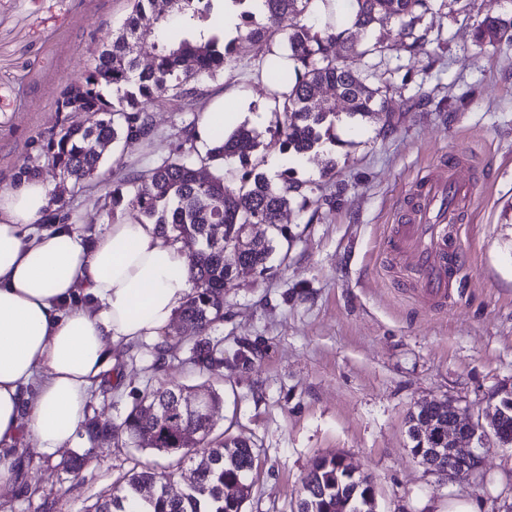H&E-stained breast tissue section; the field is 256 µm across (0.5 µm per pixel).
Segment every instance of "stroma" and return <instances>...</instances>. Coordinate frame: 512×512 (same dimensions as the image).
<instances>
[{
  "mask_svg": "<svg viewBox=\"0 0 512 512\" xmlns=\"http://www.w3.org/2000/svg\"><path fill=\"white\" fill-rule=\"evenodd\" d=\"M129 8L128 0H0V192L46 166L47 142L77 122L56 100L86 76L91 49ZM510 11L512 0H447L427 20L435 41L425 57L410 56L388 26L384 67L412 73L403 98L392 102L388 122L340 128L334 176L299 166L300 177L338 200L311 217L285 213L292 238L272 270L227 291L212 331L223 369L199 373L173 325L165 356L150 339L114 347L116 378L93 391L87 415L120 420L163 383L218 393L213 439H245L258 455L244 512H294L313 463L333 454L371 478L376 512H447L459 499L479 512H512V447H490L476 476L448 482L414 458L408 437L418 401L448 398L477 413L494 387L512 384V46L480 47L473 38L485 17ZM265 51V43L250 44L214 83L234 93L239 121L259 133L273 179L287 159L268 145L265 84L253 71ZM420 91L430 104L414 103ZM184 117L180 107H157L153 141L107 149L103 171L126 177L177 153ZM451 163L473 192L455 229L461 273L437 305L413 291L387 241L416 177ZM65 202L48 211L45 226L112 221V189L98 178L69 185ZM241 350L248 364L236 363ZM86 439L79 433L71 451L49 457L19 437L25 474L15 492L0 493V512H89L130 473L177 463L148 447L102 442L75 478L64 462Z\"/></svg>",
  "mask_w": 512,
  "mask_h": 512,
  "instance_id": "obj_1",
  "label": "stroma"
}]
</instances>
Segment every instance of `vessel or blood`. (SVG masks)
I'll return each instance as SVG.
<instances>
[{"instance_id":"vessel-or-blood-1","label":"vessel or blood","mask_w":512,"mask_h":512,"mask_svg":"<svg viewBox=\"0 0 512 512\" xmlns=\"http://www.w3.org/2000/svg\"><path fill=\"white\" fill-rule=\"evenodd\" d=\"M470 192L469 183L452 175L419 178L392 239L391 252L428 301L443 303L450 295L458 261L450 229L457 223L460 204Z\"/></svg>"}]
</instances>
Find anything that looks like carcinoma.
I'll list each match as a JSON object with an SVG mask.
<instances>
[{"mask_svg":"<svg viewBox=\"0 0 512 512\" xmlns=\"http://www.w3.org/2000/svg\"><path fill=\"white\" fill-rule=\"evenodd\" d=\"M248 3L241 11L237 36L224 40L223 20L213 14L215 0H130L131 9L111 37L92 50L93 66L85 80L66 86L56 106L68 112L93 109L97 121L76 122L47 145L50 158L75 182L98 175L100 156L85 147L88 138L117 144L147 141L155 135L149 105L193 103L207 95L217 72L246 52L250 43L269 44L258 61L257 77L265 82L274 116L272 137L288 156V168L269 179L255 156L258 135L236 122L224 106L211 123L214 146L196 147L200 113L182 121L183 147L135 175L112 185V209L124 205L131 220L157 225L174 243L193 246L188 268L191 291L178 319L193 338L192 362L202 373L224 367V350L210 338L224 319V297L236 275L225 261L234 239L246 224L265 225V235L234 264L270 270L268 263L280 240L289 239L281 224L284 210L306 211L336 196L314 197L318 184L299 177L296 166L313 162L333 174L336 159L327 147L343 143L337 135L343 120L351 122L387 111L389 96L401 87L390 81L374 84L357 62L382 58L388 46L376 31L397 25L398 36L413 56L428 54L429 30L423 26L439 0H234ZM298 17L281 28L288 15ZM478 45H512V15L487 17L475 30ZM153 49L151 63L141 61V46ZM344 103L336 111L335 100ZM208 171L204 182L199 169ZM182 386L150 389L119 423L92 420L86 426L91 443L113 440L135 444L153 434L151 448L176 456L194 469L195 481L169 493L164 467L134 471L94 512H243L257 455L243 440H210L206 416L180 405ZM421 417L410 416L411 452L428 462L415 433ZM495 440L512 445V409L498 425ZM237 484L242 495L229 498L225 487ZM299 512H374L373 493L365 477L353 476L340 456L317 460L302 482Z\"/></svg>","mask_w":512,"mask_h":512,"instance_id":"1","label":"carcinoma"}]
</instances>
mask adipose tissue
I'll return each instance as SVG.
<instances>
[{"label": "adipose tissue", "mask_w": 512, "mask_h": 512, "mask_svg": "<svg viewBox=\"0 0 512 512\" xmlns=\"http://www.w3.org/2000/svg\"><path fill=\"white\" fill-rule=\"evenodd\" d=\"M50 193L36 177L0 193V491L24 467L19 435L46 455L70 447L113 346L162 339L191 291L157 225L38 229Z\"/></svg>", "instance_id": "1"}]
</instances>
